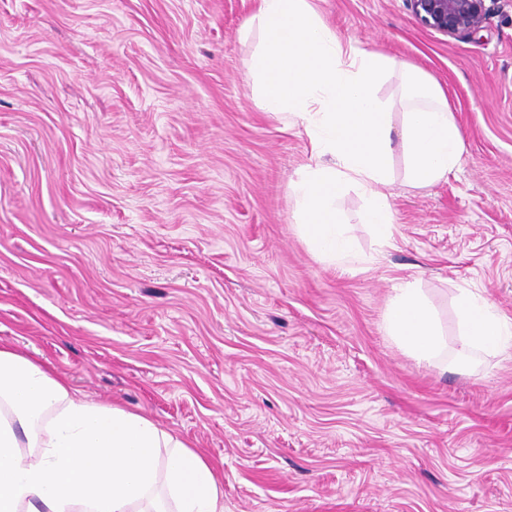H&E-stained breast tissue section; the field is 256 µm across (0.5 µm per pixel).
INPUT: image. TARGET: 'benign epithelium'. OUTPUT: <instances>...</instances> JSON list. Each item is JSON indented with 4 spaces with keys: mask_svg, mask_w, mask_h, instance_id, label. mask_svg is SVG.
I'll list each match as a JSON object with an SVG mask.
<instances>
[{
    "mask_svg": "<svg viewBox=\"0 0 512 512\" xmlns=\"http://www.w3.org/2000/svg\"><path fill=\"white\" fill-rule=\"evenodd\" d=\"M425 28L455 40H468L485 28L486 0H406Z\"/></svg>",
    "mask_w": 512,
    "mask_h": 512,
    "instance_id": "benign-epithelium-1",
    "label": "benign epithelium"
}]
</instances>
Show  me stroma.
<instances>
[{
    "instance_id": "obj_1",
    "label": "stroma",
    "mask_w": 512,
    "mask_h": 512,
    "mask_svg": "<svg viewBox=\"0 0 512 512\" xmlns=\"http://www.w3.org/2000/svg\"><path fill=\"white\" fill-rule=\"evenodd\" d=\"M312 2L435 79L464 142L427 187L394 154L392 244L344 193L352 265L296 224L311 146L257 105L255 0H0V347L193 444L224 512H512V357L454 362L459 289L512 317V0L460 41ZM405 280L441 361L386 331Z\"/></svg>"
}]
</instances>
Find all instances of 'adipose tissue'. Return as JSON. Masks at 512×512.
<instances>
[{
    "label": "adipose tissue",
    "instance_id": "1",
    "mask_svg": "<svg viewBox=\"0 0 512 512\" xmlns=\"http://www.w3.org/2000/svg\"><path fill=\"white\" fill-rule=\"evenodd\" d=\"M263 33L249 72L258 106L301 120L315 163L295 183L299 231L317 255L354 262L337 200L358 190L377 237L394 224L387 196L392 122L376 93L388 74L403 80L401 147L408 180L427 186L460 163L463 142L441 86L425 73L343 43L310 0H258ZM464 348L512 356V318L460 290ZM385 323L418 361L445 341L414 283L395 290ZM0 512H224V480L203 455L152 420L118 405L87 402L42 363L0 348Z\"/></svg>",
    "mask_w": 512,
    "mask_h": 512
}]
</instances>
